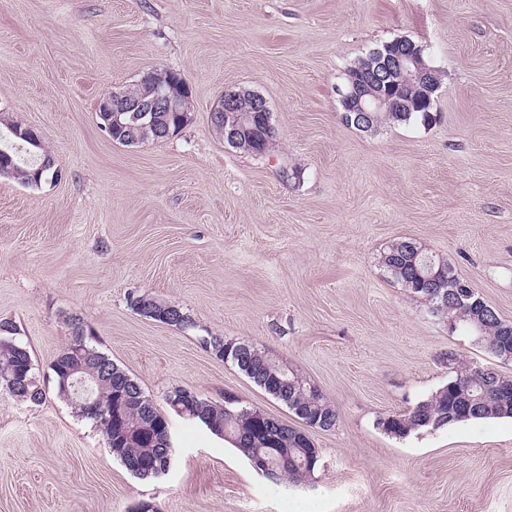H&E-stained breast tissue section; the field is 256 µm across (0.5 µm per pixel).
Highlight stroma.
<instances>
[{
	"label": "stroma",
	"mask_w": 512,
	"mask_h": 512,
	"mask_svg": "<svg viewBox=\"0 0 512 512\" xmlns=\"http://www.w3.org/2000/svg\"><path fill=\"white\" fill-rule=\"evenodd\" d=\"M397 38L440 74L432 121L347 126L349 69ZM166 70L188 83L191 122L163 143L112 141L99 98ZM227 89L266 99V154L213 131ZM1 112L63 172L0 176V321L40 380L77 314L160 411L181 386L298 426L199 342L219 336L297 370L339 418L310 431L320 462L302 485L175 415L169 471L140 479L55 391L0 394V512H512V419L403 440L376 425L447 383L448 351L512 376L379 264L412 240L512 321V0H0ZM142 295L193 327L140 315Z\"/></svg>",
	"instance_id": "obj_1"
}]
</instances>
